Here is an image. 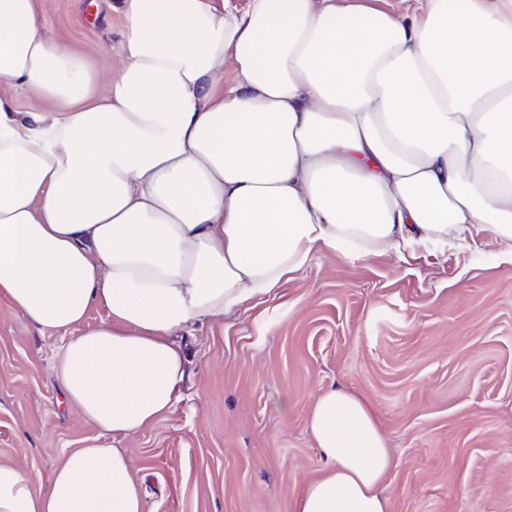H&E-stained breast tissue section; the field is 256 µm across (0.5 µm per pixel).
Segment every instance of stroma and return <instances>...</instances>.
<instances>
[{
  "mask_svg": "<svg viewBox=\"0 0 512 512\" xmlns=\"http://www.w3.org/2000/svg\"><path fill=\"white\" fill-rule=\"evenodd\" d=\"M47 34L119 70L121 0H35ZM172 409L124 440L145 512H292L324 460L321 390L363 398L387 441L390 512H512V257L473 249L324 253L277 293L181 334ZM59 336L0 306V465L47 486L96 434L62 398Z\"/></svg>",
  "mask_w": 512,
  "mask_h": 512,
  "instance_id": "35a3bbf8",
  "label": "stroma"
}]
</instances>
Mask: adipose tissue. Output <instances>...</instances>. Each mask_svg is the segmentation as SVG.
I'll use <instances>...</instances> for the list:
<instances>
[{
	"mask_svg": "<svg viewBox=\"0 0 512 512\" xmlns=\"http://www.w3.org/2000/svg\"><path fill=\"white\" fill-rule=\"evenodd\" d=\"M124 0L122 65L0 0V301L63 337L52 371L101 435L172 408L177 335L324 252L512 250V0ZM232 77H225V70ZM105 311L93 326L92 308ZM325 466L294 512H389L392 459L343 389L308 417ZM0 512H144L125 449H72L47 487L0 466Z\"/></svg>",
	"mask_w": 512,
	"mask_h": 512,
	"instance_id": "ef3b65f1",
	"label": "adipose tissue"
}]
</instances>
